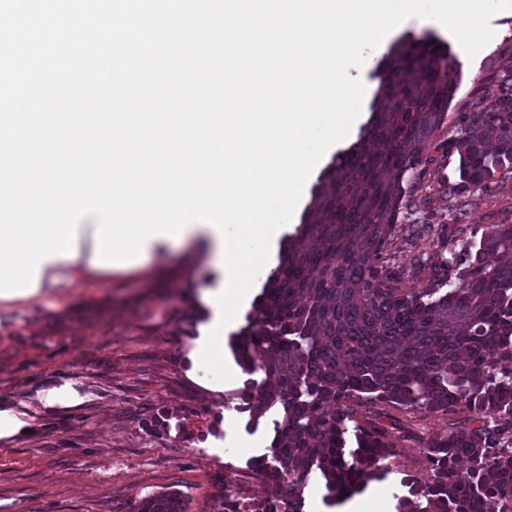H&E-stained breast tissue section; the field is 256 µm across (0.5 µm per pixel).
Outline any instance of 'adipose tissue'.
Here are the masks:
<instances>
[{"instance_id":"1","label":"adipose tissue","mask_w":512,"mask_h":512,"mask_svg":"<svg viewBox=\"0 0 512 512\" xmlns=\"http://www.w3.org/2000/svg\"><path fill=\"white\" fill-rule=\"evenodd\" d=\"M97 223L95 216L82 219L76 232L74 257H53L44 261L36 279L37 288H49L61 280L105 281L111 279L113 267L95 265L96 257ZM205 239L209 246V258L218 261L221 255V241L214 228L198 222L188 227L181 240L174 241L165 235L150 237L145 247V256L149 259L158 258L161 249L184 250L189 248L196 240Z\"/></svg>"}]
</instances>
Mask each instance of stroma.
<instances>
[{"label": "stroma", "mask_w": 512, "mask_h": 512, "mask_svg": "<svg viewBox=\"0 0 512 512\" xmlns=\"http://www.w3.org/2000/svg\"><path fill=\"white\" fill-rule=\"evenodd\" d=\"M490 24L493 40L472 59L437 23L399 26L351 72L365 86L353 142L371 119L375 72L391 42L409 32L432 34L461 73L446 122L424 150L427 163L407 184L389 262L404 288L425 287L446 251L460 250L476 228L512 224V169L448 197L460 178L459 155L446 150L447 140L470 112L496 106L501 82L512 72V10ZM440 224L452 235L444 248L434 235ZM167 258L164 267L152 263L108 282H63L36 301L0 306V409L26 413L30 426L0 438V512H131L163 491L180 492L186 512H219L231 495V476L251 502L267 497L249 462L267 452L274 413L254 423L241 411L248 376L238 370L232 348L224 357L237 370L233 380H213L200 365L210 332L200 290L215 287L219 275L202 244ZM193 416L202 424L185 428ZM470 417L463 409L450 420H418L384 407L381 425L410 432L399 443L392 473L337 507L326 504L323 481H310L304 512H350L357 503L396 512L400 479L422 468L418 433L441 434L450 421Z\"/></svg>", "instance_id": "35a3bbf8"}]
</instances>
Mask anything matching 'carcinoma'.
<instances>
[{
	"mask_svg": "<svg viewBox=\"0 0 512 512\" xmlns=\"http://www.w3.org/2000/svg\"><path fill=\"white\" fill-rule=\"evenodd\" d=\"M379 79L370 126L325 171L256 316L231 341L251 375L240 394L251 419L282 413L269 452L252 460L269 495L250 512H303L313 478L336 501L385 478L398 442L368 418L381 404L421 419L477 414L420 437L422 474L401 480L398 512H512V224L473 232L464 259L444 260L426 287H398L387 258L403 182L425 165L459 73L431 35H406ZM445 147L459 154L458 195L512 165V74L496 107L469 113ZM136 512L184 508L160 493Z\"/></svg>",
	"mask_w": 512,
	"mask_h": 512,
	"instance_id": "cac0c4a2",
	"label": "carcinoma"
}]
</instances>
